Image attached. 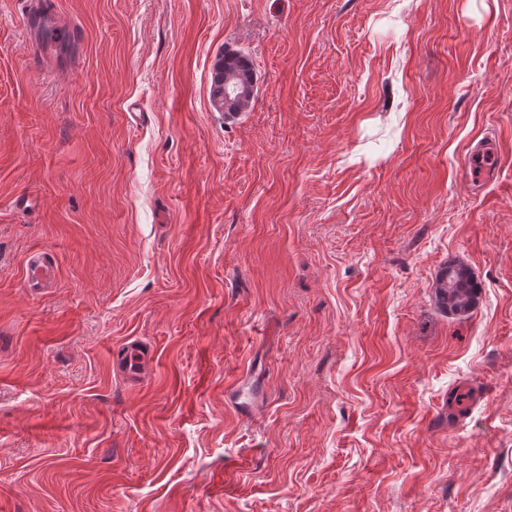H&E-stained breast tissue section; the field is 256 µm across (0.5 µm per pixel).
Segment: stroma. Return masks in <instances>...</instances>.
Listing matches in <instances>:
<instances>
[{
  "instance_id": "stroma-1",
  "label": "stroma",
  "mask_w": 512,
  "mask_h": 512,
  "mask_svg": "<svg viewBox=\"0 0 512 512\" xmlns=\"http://www.w3.org/2000/svg\"><path fill=\"white\" fill-rule=\"evenodd\" d=\"M0 512H512V0H0ZM221 58L224 60V76L222 79L221 73L216 67L214 68L212 73L210 99L222 91L223 81L225 89V80L228 74H240L244 79L254 84L253 70L248 61L250 60L248 57L237 52H225ZM52 276V263L46 252L31 253L27 263V288L36 291L40 286L48 283ZM446 272L444 284L442 274ZM438 292L444 308L451 313H465L472 310L478 299V284L469 269L461 264H448L442 271Z\"/></svg>"
}]
</instances>
